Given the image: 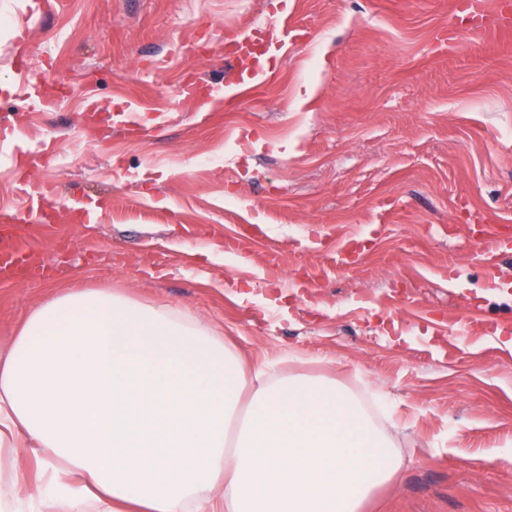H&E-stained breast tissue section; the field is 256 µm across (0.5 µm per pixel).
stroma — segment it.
Masks as SVG:
<instances>
[{
  "instance_id": "obj_1",
  "label": "stroma",
  "mask_w": 512,
  "mask_h": 512,
  "mask_svg": "<svg viewBox=\"0 0 512 512\" xmlns=\"http://www.w3.org/2000/svg\"><path fill=\"white\" fill-rule=\"evenodd\" d=\"M503 0H0V114L25 58L59 95L0 142V214L54 276L0 284V350L60 288L209 322L245 360L325 376L404 464L360 512H512V44ZM286 18L267 83L208 112L224 42ZM137 104L143 129L85 125ZM59 161L21 174V152ZM53 183L36 223L20 177ZM99 200L94 223L69 209ZM493 268L474 249L488 235ZM278 263L280 278L266 275ZM502 286L487 288L489 275ZM202 83L196 77L191 76L178 87V100L183 103L191 104L196 111H206L214 101V92L210 90L205 94H198L195 89Z\"/></svg>"
}]
</instances>
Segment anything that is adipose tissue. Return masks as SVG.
I'll list each match as a JSON object with an SVG mask.
<instances>
[{
	"instance_id": "adipose-tissue-1",
	"label": "adipose tissue",
	"mask_w": 512,
	"mask_h": 512,
	"mask_svg": "<svg viewBox=\"0 0 512 512\" xmlns=\"http://www.w3.org/2000/svg\"><path fill=\"white\" fill-rule=\"evenodd\" d=\"M249 401H242L243 392ZM0 512H358L403 460L326 378L267 377L175 306L69 288L0 353Z\"/></svg>"
}]
</instances>
